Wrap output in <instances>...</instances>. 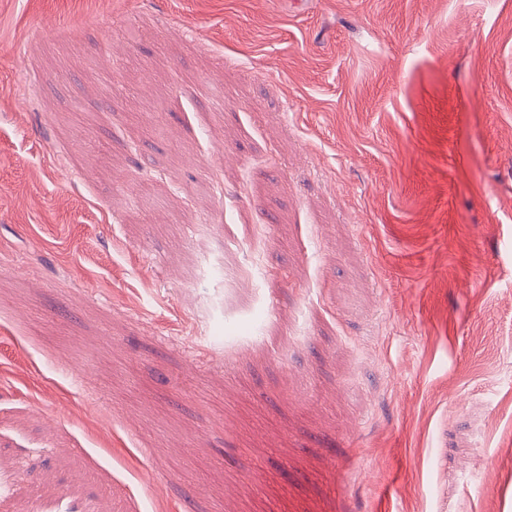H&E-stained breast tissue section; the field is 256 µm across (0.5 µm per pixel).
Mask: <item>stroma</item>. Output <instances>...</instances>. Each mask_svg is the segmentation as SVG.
<instances>
[{"label":"stroma","mask_w":512,"mask_h":512,"mask_svg":"<svg viewBox=\"0 0 512 512\" xmlns=\"http://www.w3.org/2000/svg\"><path fill=\"white\" fill-rule=\"evenodd\" d=\"M2 249L0 512H512V0H0ZM224 283L231 287L234 295L231 298V306L238 309L248 308L252 304V295L247 288H238L241 279L240 270L237 265L224 264Z\"/></svg>","instance_id":"stroma-1"}]
</instances>
